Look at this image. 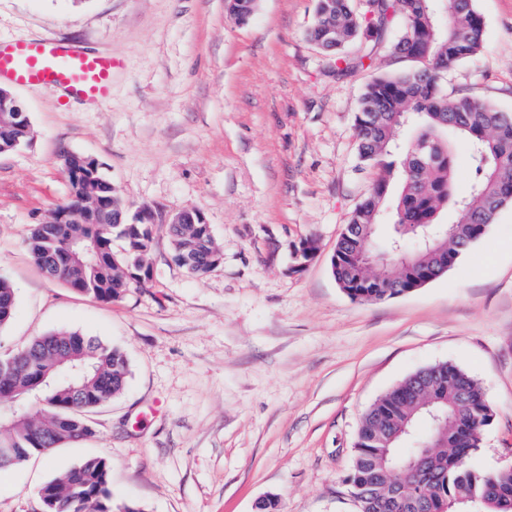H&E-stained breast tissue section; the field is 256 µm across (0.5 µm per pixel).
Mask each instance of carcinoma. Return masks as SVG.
Returning a JSON list of instances; mask_svg holds the SVG:
<instances>
[{
	"mask_svg": "<svg viewBox=\"0 0 512 512\" xmlns=\"http://www.w3.org/2000/svg\"><path fill=\"white\" fill-rule=\"evenodd\" d=\"M316 0L308 37L336 53V73L366 67L371 56L362 43H378L396 23L403 29L394 55L415 63L368 83L355 115L358 157L379 171L356 206L350 223L357 234L336 243L337 285L353 300L374 302L410 289L420 279L434 281L453 268L477 243L499 212L512 206V114L490 102L450 95L445 76L484 48V18L476 0ZM257 0H226L229 14L246 21ZM414 116V140L404 146V116ZM465 141L471 178L462 194L453 192L455 164L448 137ZM31 131H0V154L26 145ZM60 166L68 181V201L83 214L79 224H35L27 251L35 264L72 290L100 301L122 298L151 278L147 255L149 224H103L98 210L125 208L100 164L67 152ZM389 216L395 235L387 256H375L377 226ZM171 252L181 251L188 273L211 269L219 250L211 225H167ZM121 241V250L114 242ZM16 293L0 279V329L12 320ZM129 366L124 352L76 331H53L0 355V395L26 402L25 409L0 423V448L13 451L15 465L32 454H49L62 444L93 434L87 413L125 387ZM80 388V396L70 387ZM464 393L465 401L457 399ZM428 426L414 433L420 419ZM492 411L480 383L447 362L405 378L363 414L348 477L360 512H512V466L477 471L468 458L479 447ZM409 445L403 457L394 448ZM41 512H142L114 500L111 465L88 457L39 491Z\"/></svg>",
	"mask_w": 512,
	"mask_h": 512,
	"instance_id": "carcinoma-1",
	"label": "carcinoma"
}]
</instances>
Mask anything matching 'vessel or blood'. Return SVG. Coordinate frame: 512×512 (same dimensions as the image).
I'll return each instance as SVG.
<instances>
[{
  "instance_id": "1",
  "label": "vessel or blood",
  "mask_w": 512,
  "mask_h": 512,
  "mask_svg": "<svg viewBox=\"0 0 512 512\" xmlns=\"http://www.w3.org/2000/svg\"><path fill=\"white\" fill-rule=\"evenodd\" d=\"M115 65L112 58L88 56L53 39L0 41V81L63 88L91 102L108 97Z\"/></svg>"
}]
</instances>
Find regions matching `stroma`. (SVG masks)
<instances>
[{"label": "stroma", "instance_id": "1", "mask_svg": "<svg viewBox=\"0 0 512 512\" xmlns=\"http://www.w3.org/2000/svg\"><path fill=\"white\" fill-rule=\"evenodd\" d=\"M316 0H0V40L54 38L121 62L100 104L14 86L32 139L0 155V278L14 288L0 354L52 330L121 347L130 375L94 410L95 434L0 481V512L89 456L143 512H358L347 478L364 411L415 371L454 364L493 412L468 464L512 466V206L457 265L382 301L350 299L330 259L377 177L354 123L374 77L408 69L390 31L370 68L337 74L308 38ZM484 51L445 82L512 113V0H477ZM96 159L133 206L200 210L224 254L201 277L153 229L146 287L106 303L44 274L25 242L68 196L61 152ZM318 253L296 267L294 251Z\"/></svg>", "mask_w": 512, "mask_h": 512}]
</instances>
